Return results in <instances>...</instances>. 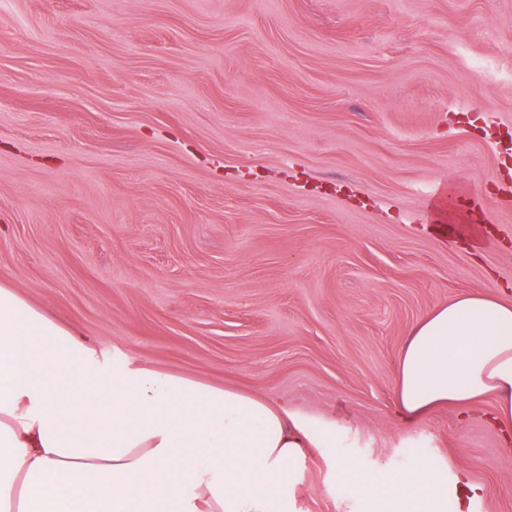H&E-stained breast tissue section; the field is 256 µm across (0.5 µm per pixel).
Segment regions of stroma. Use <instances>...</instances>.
Here are the masks:
<instances>
[{
    "instance_id": "35a3bbf8",
    "label": "stroma",
    "mask_w": 512,
    "mask_h": 512,
    "mask_svg": "<svg viewBox=\"0 0 512 512\" xmlns=\"http://www.w3.org/2000/svg\"><path fill=\"white\" fill-rule=\"evenodd\" d=\"M511 143L512 0H0V282L330 424L296 512H375L338 462L512 512L495 397L396 414L424 316L512 303ZM445 192L487 243L436 232Z\"/></svg>"
}]
</instances>
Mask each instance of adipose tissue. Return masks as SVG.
<instances>
[{
    "mask_svg": "<svg viewBox=\"0 0 512 512\" xmlns=\"http://www.w3.org/2000/svg\"><path fill=\"white\" fill-rule=\"evenodd\" d=\"M496 396L512 427V304L467 295L413 329L398 361L404 418ZM306 418L232 388L109 358L0 284V512H292L282 486L305 449L328 447ZM339 476L381 512H434L426 468Z\"/></svg>",
    "mask_w": 512,
    "mask_h": 512,
    "instance_id": "adipose-tissue-1",
    "label": "adipose tissue"
}]
</instances>
